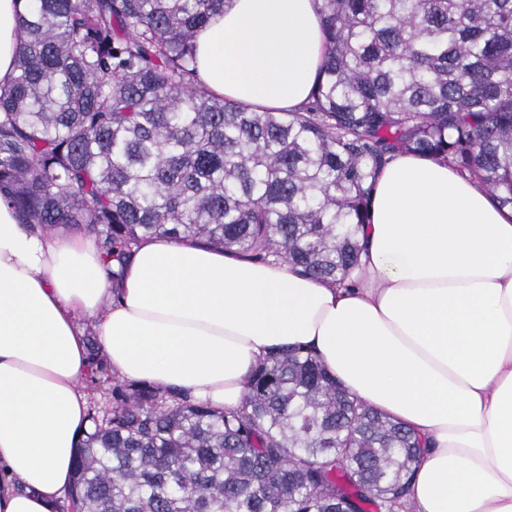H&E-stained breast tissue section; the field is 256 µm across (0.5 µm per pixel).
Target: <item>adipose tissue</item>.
Listing matches in <instances>:
<instances>
[{
  "label": "adipose tissue",
  "instance_id": "obj_1",
  "mask_svg": "<svg viewBox=\"0 0 512 512\" xmlns=\"http://www.w3.org/2000/svg\"><path fill=\"white\" fill-rule=\"evenodd\" d=\"M29 0H0V85ZM320 0H230L196 38L202 83L293 111L324 51ZM346 287L146 238L121 277L92 234L41 233L0 200V512H58L90 428L89 337L121 379L241 406L266 357L313 350L350 393L420 435L412 512H512V210L448 162L378 173Z\"/></svg>",
  "mask_w": 512,
  "mask_h": 512
}]
</instances>
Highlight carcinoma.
I'll use <instances>...</instances> for the list:
<instances>
[{
    "mask_svg": "<svg viewBox=\"0 0 512 512\" xmlns=\"http://www.w3.org/2000/svg\"><path fill=\"white\" fill-rule=\"evenodd\" d=\"M227 0H33L0 92V197L45 233L85 226L122 266L192 240L352 284L378 171L448 161L512 207V0H321L308 101L256 112L197 78ZM68 498L77 512H410L420 439L306 347L242 405L112 378Z\"/></svg>",
    "mask_w": 512,
    "mask_h": 512,
    "instance_id": "1",
    "label": "carcinoma"
}]
</instances>
